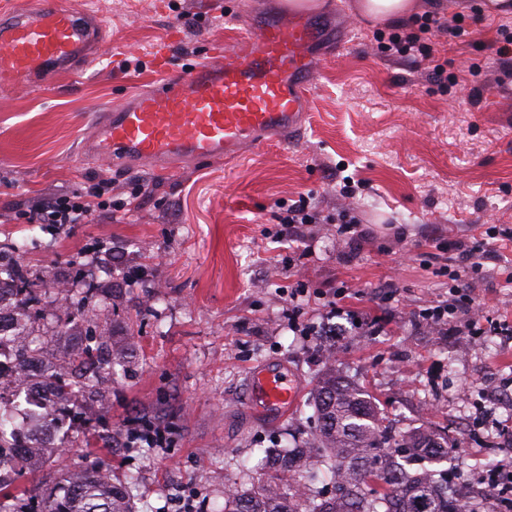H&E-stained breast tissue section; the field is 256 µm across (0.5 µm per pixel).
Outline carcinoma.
Wrapping results in <instances>:
<instances>
[{"label":"carcinoma","instance_id":"obj_1","mask_svg":"<svg viewBox=\"0 0 512 512\" xmlns=\"http://www.w3.org/2000/svg\"><path fill=\"white\" fill-rule=\"evenodd\" d=\"M41 297L32 291L26 268L15 265L9 281L0 278V314L9 309L16 324L27 326L28 309ZM103 340L82 348V362L94 367L90 374L74 367L69 355L43 354L49 368L64 362L67 368L53 372L56 399L40 406L42 422L78 413V394L102 401L101 374L108 358H99ZM315 415L306 439L294 448L264 450L267 468L264 480L224 490V512H460L453 499L448 470L410 466L425 459L448 456V437L428 429L400 430L385 422L377 406L352 382L329 367L314 397ZM65 441L54 448H41L32 455L26 449L14 418L0 411V512H137L131 484L108 478L101 464L91 461L74 467L62 477V486L32 505L19 479L35 464L62 451ZM324 475L335 489L326 497L315 486Z\"/></svg>","mask_w":512,"mask_h":512}]
</instances>
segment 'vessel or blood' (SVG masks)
I'll return each instance as SVG.
<instances>
[{
	"instance_id": "b4317fda",
	"label": "vessel or blood",
	"mask_w": 512,
	"mask_h": 512,
	"mask_svg": "<svg viewBox=\"0 0 512 512\" xmlns=\"http://www.w3.org/2000/svg\"><path fill=\"white\" fill-rule=\"evenodd\" d=\"M306 19L253 23L244 40L188 72L164 80L104 114L91 135L100 158L141 160L160 170L175 163L231 159L269 141L287 142L309 108L314 76ZM90 32L60 0H39L34 13L0 15V88L63 74L89 58ZM296 382L278 369L251 376L250 401L285 413Z\"/></svg>"
}]
</instances>
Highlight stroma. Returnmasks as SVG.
Returning <instances> with one entry per match:
<instances>
[{
    "mask_svg": "<svg viewBox=\"0 0 512 512\" xmlns=\"http://www.w3.org/2000/svg\"><path fill=\"white\" fill-rule=\"evenodd\" d=\"M319 2L310 119L286 145L170 171L88 151L101 113L164 79L162 41L167 69H183L288 0H65L106 31L97 56L0 90V242L26 241L19 261L46 288L81 279L75 258H93L97 295L81 319L49 304L32 327L59 355L100 334L123 345L103 408L65 427L109 435L95 456L114 482L136 476L139 512H179L186 495L196 512H222L213 478L238 479L226 458L264 478L258 450L305 438L331 366L397 427L446 432L455 487L512 469V54L498 52L512 15L418 0L417 17L388 29L353 0ZM427 14L460 16L462 35L437 37L422 61L386 49L390 31L415 32ZM104 177L92 223H22L44 199ZM302 199L321 223H281ZM348 208L358 223H341ZM463 241L482 245V271L463 260ZM455 273L479 310L471 327L428 315ZM262 366L295 378L288 412L250 407L248 376ZM149 428L161 447L133 443Z\"/></svg>",
    "mask_w": 512,
    "mask_h": 512,
    "instance_id": "1",
    "label": "stroma"
}]
</instances>
